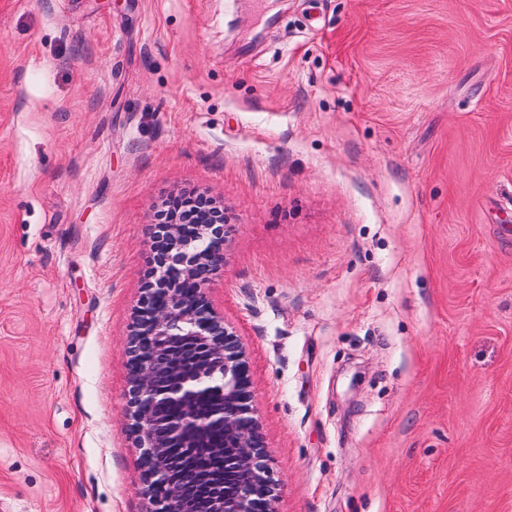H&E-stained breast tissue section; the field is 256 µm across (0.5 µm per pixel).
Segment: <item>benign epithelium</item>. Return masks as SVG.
Instances as JSON below:
<instances>
[{
	"instance_id": "7a95c632",
	"label": "benign epithelium",
	"mask_w": 512,
	"mask_h": 512,
	"mask_svg": "<svg viewBox=\"0 0 512 512\" xmlns=\"http://www.w3.org/2000/svg\"><path fill=\"white\" fill-rule=\"evenodd\" d=\"M207 200L180 203L194 222L151 231L153 266L135 308L127 349V415L141 449L145 512H277V480L253 407L249 357L209 301L230 225ZM212 445L221 481L206 471L172 478L176 448Z\"/></svg>"
}]
</instances>
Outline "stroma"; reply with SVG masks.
Instances as JSON below:
<instances>
[{
    "instance_id": "obj_1",
    "label": "stroma",
    "mask_w": 512,
    "mask_h": 512,
    "mask_svg": "<svg viewBox=\"0 0 512 512\" xmlns=\"http://www.w3.org/2000/svg\"><path fill=\"white\" fill-rule=\"evenodd\" d=\"M190 193L277 512H512V0H0V512H145L125 343Z\"/></svg>"
}]
</instances>
